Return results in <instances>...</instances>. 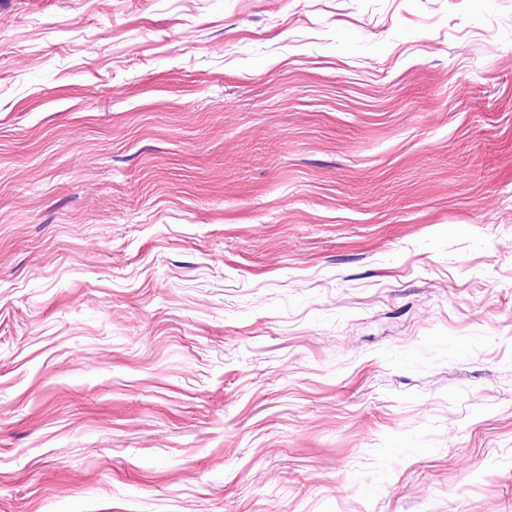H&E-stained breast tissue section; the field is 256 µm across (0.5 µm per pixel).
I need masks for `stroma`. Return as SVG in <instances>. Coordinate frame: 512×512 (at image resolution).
<instances>
[{"instance_id":"stroma-1","label":"stroma","mask_w":512,"mask_h":512,"mask_svg":"<svg viewBox=\"0 0 512 512\" xmlns=\"http://www.w3.org/2000/svg\"><path fill=\"white\" fill-rule=\"evenodd\" d=\"M0 512H512V0H0Z\"/></svg>"}]
</instances>
